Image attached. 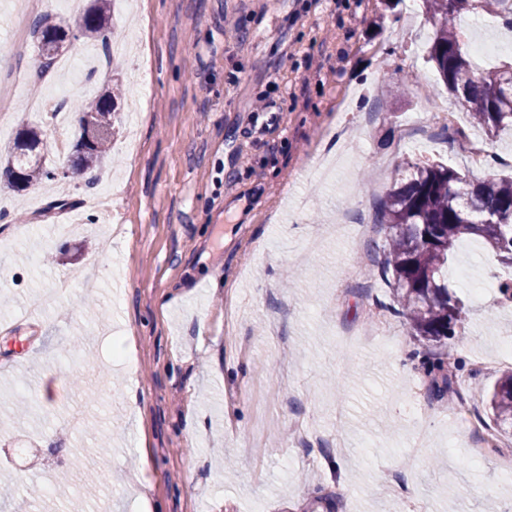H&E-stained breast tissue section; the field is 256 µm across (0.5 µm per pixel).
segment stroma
I'll return each mask as SVG.
<instances>
[{"label":"stroma","mask_w":512,"mask_h":512,"mask_svg":"<svg viewBox=\"0 0 512 512\" xmlns=\"http://www.w3.org/2000/svg\"><path fill=\"white\" fill-rule=\"evenodd\" d=\"M5 2L0 146L35 127L68 166L25 106L35 46ZM425 19L420 0H114L129 55L66 95L113 76L125 89L96 173L108 207L85 209L81 174L63 192L0 183V469L15 476L0 512H512V473L470 455L512 368L496 359L512 300L451 282L468 311L454 406L431 396L424 345L375 272V212L406 161L512 175V131L473 127L438 84L416 44ZM261 96L272 111L254 112ZM442 100L455 127L410 131ZM477 268L505 272L461 241L449 273ZM65 275L70 291L30 317ZM61 454L79 469L33 503L26 486Z\"/></svg>","instance_id":"stroma-1"}]
</instances>
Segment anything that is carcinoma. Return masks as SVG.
Listing matches in <instances>:
<instances>
[{"instance_id": "carcinoma-1", "label": "carcinoma", "mask_w": 512, "mask_h": 512, "mask_svg": "<svg viewBox=\"0 0 512 512\" xmlns=\"http://www.w3.org/2000/svg\"><path fill=\"white\" fill-rule=\"evenodd\" d=\"M108 0L83 16L82 31L105 43V9ZM433 27L428 60L433 63L449 93L458 98L475 124L493 135L512 129V88L505 89L498 71L474 69L461 42V20L479 8L489 11L487 0H423ZM36 51L46 65L65 51L69 33L65 25L42 15L32 22ZM80 135L71 149L73 170L86 172L105 167L116 112L114 95L107 93L77 108ZM41 139L33 129H23L6 154H0V177L15 191L57 178L39 149ZM406 180L395 183L381 201L376 223L385 229L384 258L378 276L392 286V312L406 319L411 334L420 340L440 342L461 335L465 306L448 287V261L459 241L475 237L490 247L500 264L512 269V176L490 175L476 183L465 180L441 163H407ZM467 187H461V184ZM435 398L454 391L463 362L448 363L439 352L424 362ZM490 410L498 429L512 435V371L505 374L490 395Z\"/></svg>"}]
</instances>
